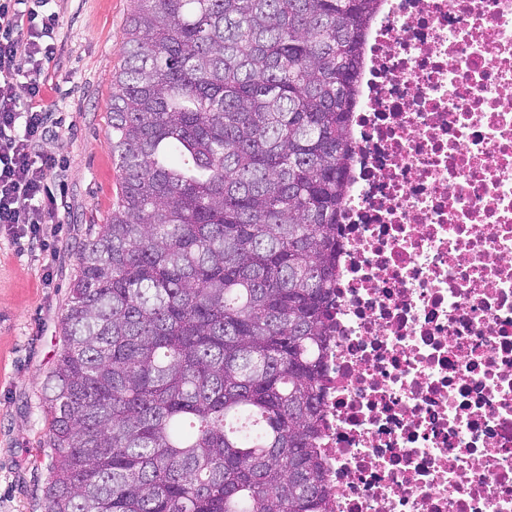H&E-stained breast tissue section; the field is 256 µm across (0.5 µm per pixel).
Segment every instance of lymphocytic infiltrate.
<instances>
[{
    "label": "lymphocytic infiltrate",
    "instance_id": "obj_1",
    "mask_svg": "<svg viewBox=\"0 0 512 512\" xmlns=\"http://www.w3.org/2000/svg\"><path fill=\"white\" fill-rule=\"evenodd\" d=\"M50 0H0V231L40 240L58 222L55 179L62 158L50 136L40 76L60 51V19Z\"/></svg>",
    "mask_w": 512,
    "mask_h": 512
}]
</instances>
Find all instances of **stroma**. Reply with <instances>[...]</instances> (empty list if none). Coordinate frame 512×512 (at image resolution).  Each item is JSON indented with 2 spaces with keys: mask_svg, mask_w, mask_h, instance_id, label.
Returning <instances> with one entry per match:
<instances>
[{
  "mask_svg": "<svg viewBox=\"0 0 512 512\" xmlns=\"http://www.w3.org/2000/svg\"><path fill=\"white\" fill-rule=\"evenodd\" d=\"M61 49L42 79L65 162L64 222L44 243L0 234V512H45L52 450L41 388L54 367L78 251L106 223L121 182L108 146L113 76L132 0H53Z\"/></svg>",
  "mask_w": 512,
  "mask_h": 512,
  "instance_id": "35a3bbf8",
  "label": "stroma"
}]
</instances>
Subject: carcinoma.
<instances>
[{
  "mask_svg": "<svg viewBox=\"0 0 512 512\" xmlns=\"http://www.w3.org/2000/svg\"><path fill=\"white\" fill-rule=\"evenodd\" d=\"M121 183L42 390L46 512H327L336 216L380 0H135Z\"/></svg>",
  "mask_w": 512,
  "mask_h": 512,
  "instance_id": "1",
  "label": "carcinoma"
}]
</instances>
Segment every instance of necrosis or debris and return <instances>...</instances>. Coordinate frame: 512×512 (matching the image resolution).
<instances>
[{"mask_svg":"<svg viewBox=\"0 0 512 512\" xmlns=\"http://www.w3.org/2000/svg\"><path fill=\"white\" fill-rule=\"evenodd\" d=\"M337 218L328 512H512V0H381Z\"/></svg>","mask_w":512,"mask_h":512,"instance_id":"4bbe7bcc","label":"necrosis or debris"}]
</instances>
